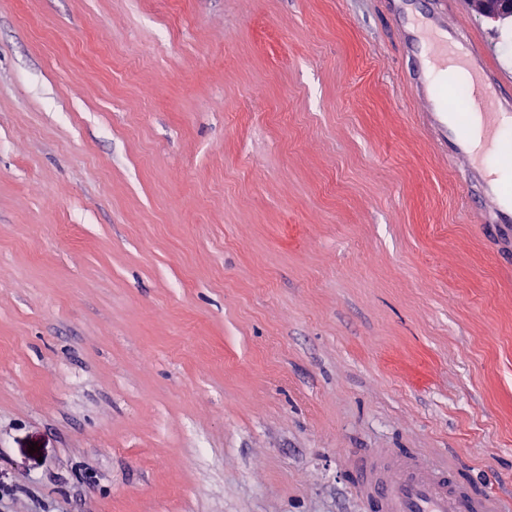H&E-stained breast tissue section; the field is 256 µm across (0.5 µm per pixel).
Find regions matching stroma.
Wrapping results in <instances>:
<instances>
[{"label": "stroma", "instance_id": "35a3bbf8", "mask_svg": "<svg viewBox=\"0 0 512 512\" xmlns=\"http://www.w3.org/2000/svg\"><path fill=\"white\" fill-rule=\"evenodd\" d=\"M388 10L0 0L12 512H359L375 448L512 499V254Z\"/></svg>", "mask_w": 512, "mask_h": 512}]
</instances>
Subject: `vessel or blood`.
<instances>
[{"instance_id":"vessel-or-blood-1","label":"vessel or blood","mask_w":512,"mask_h":512,"mask_svg":"<svg viewBox=\"0 0 512 512\" xmlns=\"http://www.w3.org/2000/svg\"><path fill=\"white\" fill-rule=\"evenodd\" d=\"M411 45L420 58L411 88L428 106V124L437 126L449 157L467 161L464 180L481 203L471 214L486 225L501 249L512 251V194H503L485 169L486 159L498 158L501 139L512 133V76L498 66L484 39L471 29L448 36V0H435L412 28ZM455 59L471 74L470 107L480 117L482 153H475L465 131L453 119L433 70ZM350 463L357 474L355 494L362 512H512L491 491H480L461 477L457 465L412 450L401 455L394 470L384 471L376 454L358 453Z\"/></svg>"}]
</instances>
